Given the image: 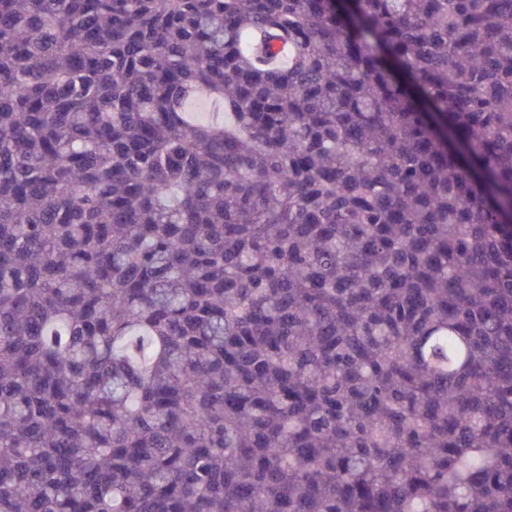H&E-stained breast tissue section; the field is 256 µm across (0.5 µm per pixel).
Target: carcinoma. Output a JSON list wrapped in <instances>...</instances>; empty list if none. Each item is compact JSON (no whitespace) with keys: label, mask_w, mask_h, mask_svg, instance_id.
<instances>
[{"label":"carcinoma","mask_w":512,"mask_h":512,"mask_svg":"<svg viewBox=\"0 0 512 512\" xmlns=\"http://www.w3.org/2000/svg\"><path fill=\"white\" fill-rule=\"evenodd\" d=\"M0 512H512V0H0Z\"/></svg>","instance_id":"carcinoma-1"}]
</instances>
